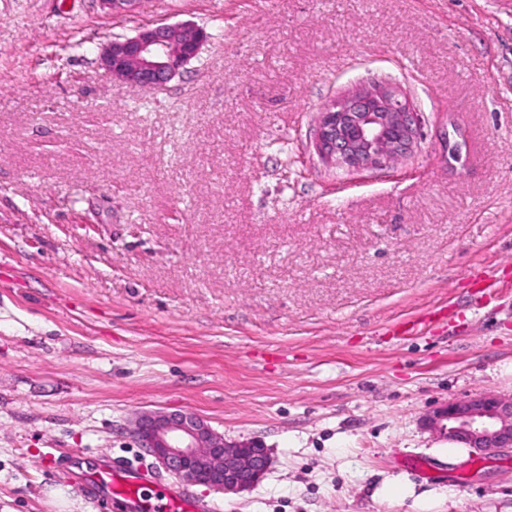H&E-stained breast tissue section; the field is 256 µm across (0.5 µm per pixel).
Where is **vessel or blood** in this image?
Instances as JSON below:
<instances>
[{
	"label": "vessel or blood",
	"mask_w": 512,
	"mask_h": 512,
	"mask_svg": "<svg viewBox=\"0 0 512 512\" xmlns=\"http://www.w3.org/2000/svg\"><path fill=\"white\" fill-rule=\"evenodd\" d=\"M85 490L100 512H217L215 503L197 499L163 478L145 479L142 463H111L87 475Z\"/></svg>",
	"instance_id": "obj_1"
}]
</instances>
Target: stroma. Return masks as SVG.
<instances>
[{
	"label": "stroma",
	"instance_id": "1",
	"mask_svg": "<svg viewBox=\"0 0 512 512\" xmlns=\"http://www.w3.org/2000/svg\"><path fill=\"white\" fill-rule=\"evenodd\" d=\"M174 23L209 39L167 87L100 66ZM372 81L418 147L323 164L318 112ZM479 392L512 396V0H0V512H99L79 477L175 410L271 455L195 486L220 512H413L372 496L402 471L512 512L511 453L451 467L421 426Z\"/></svg>",
	"mask_w": 512,
	"mask_h": 512
}]
</instances>
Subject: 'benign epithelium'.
<instances>
[{
    "label": "benign epithelium",
    "instance_id": "1",
    "mask_svg": "<svg viewBox=\"0 0 512 512\" xmlns=\"http://www.w3.org/2000/svg\"><path fill=\"white\" fill-rule=\"evenodd\" d=\"M207 39L204 29L180 23L144 27L132 37L108 41L99 61L116 79L162 88L199 57ZM420 135L419 113L399 87L363 83L333 97L318 113L313 147L327 165L359 172L406 159ZM425 426L479 454L512 450V397L475 393L433 411ZM133 432L139 447L164 469L226 494L250 491L271 465L259 443L228 442L189 412L142 413Z\"/></svg>",
    "mask_w": 512,
    "mask_h": 512
}]
</instances>
